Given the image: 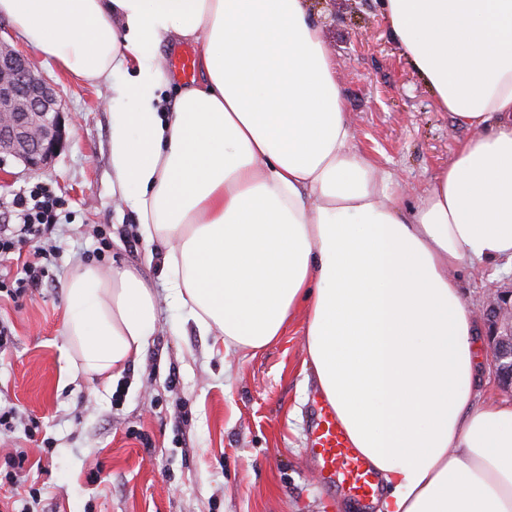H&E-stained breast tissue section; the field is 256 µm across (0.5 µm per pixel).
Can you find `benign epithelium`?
Listing matches in <instances>:
<instances>
[{
    "instance_id": "obj_1",
    "label": "benign epithelium",
    "mask_w": 512,
    "mask_h": 512,
    "mask_svg": "<svg viewBox=\"0 0 512 512\" xmlns=\"http://www.w3.org/2000/svg\"><path fill=\"white\" fill-rule=\"evenodd\" d=\"M67 138L64 96L21 51L0 39V161L45 169ZM498 384L512 389V288L488 293L482 308Z\"/></svg>"
}]
</instances>
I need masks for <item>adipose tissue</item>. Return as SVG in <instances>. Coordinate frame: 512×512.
I'll return each instance as SVG.
<instances>
[{"label": "adipose tissue", "instance_id": "1", "mask_svg": "<svg viewBox=\"0 0 512 512\" xmlns=\"http://www.w3.org/2000/svg\"><path fill=\"white\" fill-rule=\"evenodd\" d=\"M393 38L472 135L406 204L359 149L307 0H0L38 56L129 104L112 189L167 245L173 299L225 349L306 315L320 392L386 485L384 512H512V401L477 407L476 321L455 270L512 264V0H383ZM200 82L158 110L170 36ZM73 374L110 385L152 335L139 269L78 267Z\"/></svg>", "mask_w": 512, "mask_h": 512}]
</instances>
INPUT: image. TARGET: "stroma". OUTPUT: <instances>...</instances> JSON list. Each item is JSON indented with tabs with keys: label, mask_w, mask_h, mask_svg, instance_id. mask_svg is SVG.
Returning a JSON list of instances; mask_svg holds the SVG:
<instances>
[{
	"label": "stroma",
	"mask_w": 512,
	"mask_h": 512,
	"mask_svg": "<svg viewBox=\"0 0 512 512\" xmlns=\"http://www.w3.org/2000/svg\"><path fill=\"white\" fill-rule=\"evenodd\" d=\"M337 63L336 80L358 147L392 171L409 194L425 189L453 159L467 130L439 111L430 89L391 39L380 0H309ZM173 36L161 53L169 82L159 109L199 73L182 76L174 60L196 54ZM34 65L60 85L65 148L33 173L7 159L0 212L41 183L65 202L50 240L54 254L41 286L0 296V322L13 342L0 351V407L20 421L0 434V461L19 451L42 470L32 484L0 487L16 512H379L342 484L325 480L305 450L320 396L305 349L304 314L257 352L225 353L202 335L160 275L165 248L146 243L134 212L112 194V120L125 111L108 84L90 85L53 60ZM120 259L140 269L157 294L156 325L141 360L110 389L68 371L65 288L80 265L108 270ZM463 300L479 311L490 290L512 285L508 267L462 266Z\"/></svg>",
	"instance_id": "obj_1"
}]
</instances>
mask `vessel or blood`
I'll return each mask as SVG.
<instances>
[{
    "label": "vessel or blood",
    "mask_w": 512,
    "mask_h": 512,
    "mask_svg": "<svg viewBox=\"0 0 512 512\" xmlns=\"http://www.w3.org/2000/svg\"><path fill=\"white\" fill-rule=\"evenodd\" d=\"M311 434L312 445L306 454L315 460L326 479L331 482L342 480L357 499L373 498L378 490L376 473L350 446L328 403H318Z\"/></svg>",
    "instance_id": "obj_1"
}]
</instances>
